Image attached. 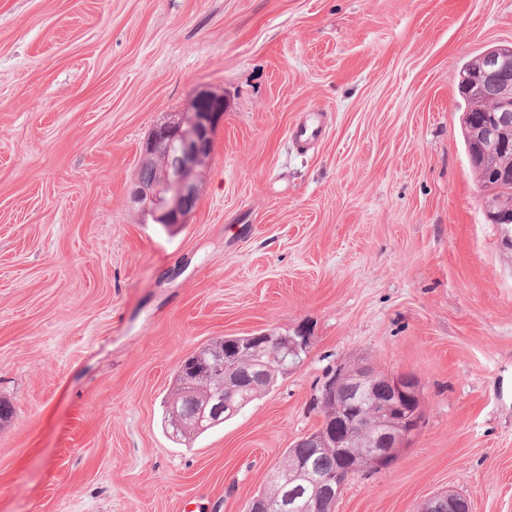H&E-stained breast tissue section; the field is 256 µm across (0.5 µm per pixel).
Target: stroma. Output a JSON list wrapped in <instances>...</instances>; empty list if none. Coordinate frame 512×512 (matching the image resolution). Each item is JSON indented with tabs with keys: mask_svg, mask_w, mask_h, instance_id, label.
<instances>
[{
	"mask_svg": "<svg viewBox=\"0 0 512 512\" xmlns=\"http://www.w3.org/2000/svg\"><path fill=\"white\" fill-rule=\"evenodd\" d=\"M510 44L512 0H0V512H245L341 366L417 376L422 424L336 512H512V248L458 90ZM202 89L223 117L171 233L130 192ZM298 329L269 393L169 436L186 356ZM325 132L324 122L318 112L308 114L291 130L292 139L298 144H309L322 138ZM444 502L447 506L444 507ZM421 512H470L467 498L458 494H437L430 497Z\"/></svg>",
	"mask_w": 512,
	"mask_h": 512,
	"instance_id": "obj_1",
	"label": "stroma"
}]
</instances>
